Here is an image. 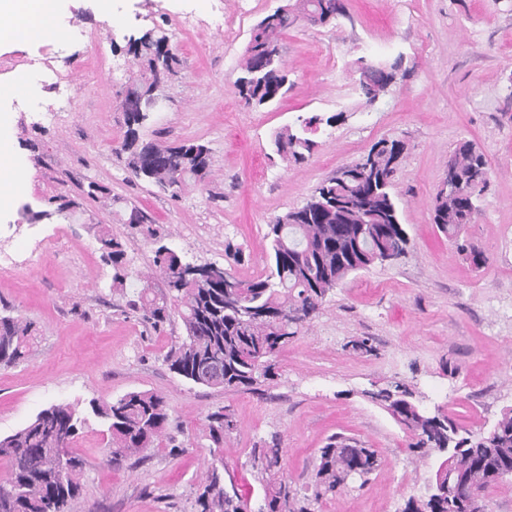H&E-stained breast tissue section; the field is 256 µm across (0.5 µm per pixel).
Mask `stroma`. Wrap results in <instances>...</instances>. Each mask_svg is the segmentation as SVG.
<instances>
[{
	"instance_id": "35a3bbf8",
	"label": "stroma",
	"mask_w": 512,
	"mask_h": 512,
	"mask_svg": "<svg viewBox=\"0 0 512 512\" xmlns=\"http://www.w3.org/2000/svg\"><path fill=\"white\" fill-rule=\"evenodd\" d=\"M289 0H118L109 25L92 0H63L68 37L56 43H0V86L18 71L53 68L66 76L71 111H57L50 86L38 102L0 97L13 115L11 139L29 173L26 191L0 208V248L16 256L0 268V314L32 323L25 360L0 368V436L52 404L87 410L90 400L129 391L165 396L169 423L158 448L119 468L104 460L108 434L88 416L71 443L86 462L81 495L68 512H195L213 443L207 414L229 409L224 477L259 490L252 451L278 440L283 473L302 488L319 450L336 433L377 450L370 483L317 505L315 512H403L424 495L434 461L409 439L373 391L409 385L429 411L477 429L512 407V0H346L347 15L317 26L298 21L279 52L293 82L279 101L245 105L233 81L253 27ZM197 26L179 29L178 14ZM234 18L225 41L214 14ZM164 32L178 59L165 102L139 129L146 141L204 144V181L186 179L178 195L135 179L116 151L126 130L123 99L147 71L131 38ZM402 58L405 76L375 102L359 86L360 60ZM320 116L316 147L301 164L276 154L273 137L298 117ZM406 151L392 192L410 239L391 263L350 275L320 313L277 356L275 378L260 391L227 392L187 383L165 360L180 321L152 329L128 302L140 289L166 294L153 260L159 246L192 264H225L235 274L267 272L270 221L298 208L327 178L381 140ZM476 143L490 183L461 240L484 254L475 267L433 222L436 190L461 140ZM67 205L66 216L56 213ZM147 218L128 222L131 209ZM120 240L130 260L123 286L98 236ZM370 338L372 352L350 343Z\"/></svg>"
}]
</instances>
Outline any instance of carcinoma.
I'll use <instances>...</instances> for the list:
<instances>
[{
    "label": "carcinoma",
    "mask_w": 512,
    "mask_h": 512,
    "mask_svg": "<svg viewBox=\"0 0 512 512\" xmlns=\"http://www.w3.org/2000/svg\"><path fill=\"white\" fill-rule=\"evenodd\" d=\"M313 24H328L347 16L343 0H296L294 11L265 16L252 30L240 72L234 81L246 105L262 108L283 98L290 89L279 38L298 17ZM160 36L146 33L132 45L145 58L148 76L129 92L141 96L163 90L167 75L175 72L174 55L160 57ZM401 59L373 72L371 82L360 84L370 102L383 93L397 75ZM140 116L126 112L127 130L120 151L127 154L132 176L175 196L188 176L204 179L210 167L208 148L195 141L160 145L140 140ZM314 115L296 126L276 132L273 145L284 160L306 161L315 141ZM360 159L347 164L348 178L331 177L315 189L299 208L288 211L268 225L271 239L269 273L242 280L229 270L214 277L212 263L182 261L175 250L161 246L154 264L168 279L170 296L157 298L143 288L131 304L157 327L176 314L184 335L166 356L169 369L183 380L226 391L254 390L274 377L273 359L290 339L319 312L328 295L349 275L381 262L385 253L401 255L408 238L401 223L397 200L391 192L397 170L395 159L403 156L401 141H380ZM448 171L456 191L437 190L433 222L448 237L458 235L473 221L478 202L488 184V162L471 140L455 146ZM103 257L112 263L114 281L123 284L127 271L122 244L107 234L99 238ZM235 288L224 289V277ZM33 326L11 317L0 320V367L19 364L35 343ZM387 410L412 440L409 447L426 454L435 452L445 468H436L434 490L421 499L411 498L403 512H467L452 482L467 480L483 493L512 477V408H506L487 431L474 432L459 426L437 411L431 413L414 400L413 392L397 382L370 394ZM91 414L107 425L105 457L122 466L130 458L158 447L169 420L165 398L155 392L131 391L110 402L89 401ZM86 417L69 404H53L41 410L24 427L0 437V459L9 472L0 480V512H67L69 503L82 492L84 460L70 455V467H57V448L62 436L73 440ZM209 437L216 450L201 492L199 512H313L323 499L365 484L379 468L377 451L343 435L328 439L320 449L312 479V494L300 495L279 475L283 449L274 441L253 454L260 475L261 493H240L224 487V435L236 428L234 416L217 411L207 416Z\"/></svg>",
    "instance_id": "1"
}]
</instances>
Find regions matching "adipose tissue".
<instances>
[{
  "label": "adipose tissue",
  "mask_w": 512,
  "mask_h": 512,
  "mask_svg": "<svg viewBox=\"0 0 512 512\" xmlns=\"http://www.w3.org/2000/svg\"><path fill=\"white\" fill-rule=\"evenodd\" d=\"M63 31L58 5L45 0H0V40L32 44L39 42L47 30ZM12 116L0 113V197L18 194L27 182L24 168L12 158L9 130Z\"/></svg>",
  "instance_id": "1"
}]
</instances>
